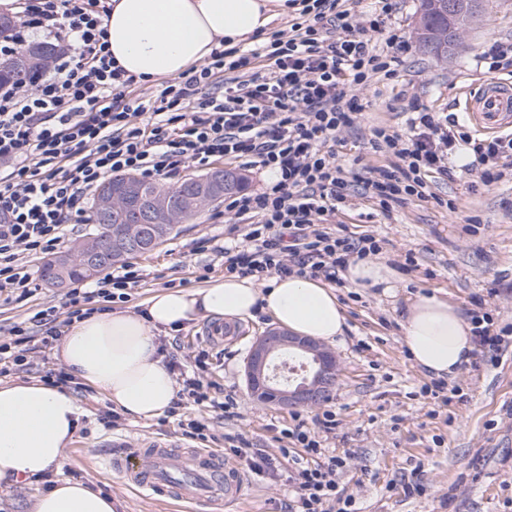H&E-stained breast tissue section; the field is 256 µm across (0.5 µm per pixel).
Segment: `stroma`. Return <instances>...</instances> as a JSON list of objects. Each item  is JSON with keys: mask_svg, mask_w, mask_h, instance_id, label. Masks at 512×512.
I'll list each match as a JSON object with an SVG mask.
<instances>
[{"mask_svg": "<svg viewBox=\"0 0 512 512\" xmlns=\"http://www.w3.org/2000/svg\"><path fill=\"white\" fill-rule=\"evenodd\" d=\"M420 0H398L392 25L406 46L392 79L355 87L364 110L355 125L332 146L345 168L387 167L394 158L369 143L370 131L386 126L405 132L413 104L439 117L462 119L467 91L488 79L476 56L492 42L512 43V0H487L461 45L447 60L425 54L415 37ZM465 174L436 179L432 200L401 208L383 219L372 199L358 194L337 212L332 227L354 238L374 235L377 259L396 273L397 299L381 289L358 291L348 284L336 292L347 316V331L333 349L341 358L340 379L318 406L283 410L249 395L244 364L256 337L273 329L264 315L235 322L236 336L224 347L211 345L201 332L212 322L199 314L188 328L160 337L167 352L188 359L208 355L209 381L235 402L233 418L214 419L208 447L229 451L235 437L251 447L298 453L286 429L326 433L330 454L346 461L348 492L356 512H512V179L489 189L471 190ZM455 200L457 213L446 200ZM243 225L223 204L205 209L196 220L156 250L135 257L146 277L133 288L128 309L142 310L155 292L174 286L195 289L223 277L224 260L214 248L240 237ZM434 294L463 314L487 312L493 327L505 330L506 346L491 352L475 346L469 362L443 391L429 394L435 379L420 369L403 344L400 313L408 298ZM66 288L42 284L22 301L0 299V337L40 309L61 306ZM77 398L85 411L76 440L66 450L62 476L110 492L117 512H181L178 502L150 500L133 493L121 478L101 465L109 437L125 436L131 446L148 437H180L177 418L152 420L121 416L116 426L102 419L113 405L91 387ZM246 486L235 512H287V475L262 479L244 475ZM417 490L405 494L404 484Z\"/></svg>", "mask_w": 512, "mask_h": 512, "instance_id": "obj_1", "label": "stroma"}]
</instances>
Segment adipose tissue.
Wrapping results in <instances>:
<instances>
[{
    "instance_id": "obj_1",
    "label": "adipose tissue",
    "mask_w": 512,
    "mask_h": 512,
    "mask_svg": "<svg viewBox=\"0 0 512 512\" xmlns=\"http://www.w3.org/2000/svg\"><path fill=\"white\" fill-rule=\"evenodd\" d=\"M288 14V0H111L104 24L117 64L136 81L157 82L196 68L216 48L249 42ZM344 278L353 288L397 294L394 270L380 261L352 263ZM259 312L281 329L329 343L342 340L346 328L336 292L319 279L275 276L260 288L252 277L229 274L195 291L157 292L140 313L116 309L74 320L54 356L124 414L153 419L178 391L158 337L201 313L232 322ZM402 329L415 363L431 376L448 377L470 358L472 324L438 296L408 299ZM83 414L72 391L39 381L0 384V484H29L61 469ZM32 510L116 512L111 495L73 479L56 481Z\"/></svg>"
}]
</instances>
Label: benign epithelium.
I'll return each instance as SVG.
<instances>
[{"instance_id":"obj_1","label":"benign epithelium","mask_w":512,"mask_h":512,"mask_svg":"<svg viewBox=\"0 0 512 512\" xmlns=\"http://www.w3.org/2000/svg\"><path fill=\"white\" fill-rule=\"evenodd\" d=\"M474 0H424L422 13L435 11L442 16L457 17L466 13ZM458 37L452 30L441 28L427 43L439 57L448 54ZM194 192L185 201L191 209H205L215 202L205 182L188 178ZM139 190V180L126 175L121 191L103 190L97 195L96 210L101 213L123 211ZM145 220L139 216L120 225L116 242L94 239L77 251L49 258L46 267L51 272L49 284L55 286L64 279L66 271L75 263L94 271L105 261H117L124 254L122 245H135L144 237ZM341 366L337 354L319 340L299 336L283 330L269 331L252 344L245 362L247 385L255 392H270L272 402L284 409L314 407L326 400L336 386Z\"/></svg>"}]
</instances>
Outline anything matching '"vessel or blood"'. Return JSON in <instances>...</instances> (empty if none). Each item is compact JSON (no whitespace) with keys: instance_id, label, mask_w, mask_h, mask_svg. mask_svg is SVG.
Instances as JSON below:
<instances>
[{"instance_id":"b4317fda","label":"vessel or blood","mask_w":512,"mask_h":512,"mask_svg":"<svg viewBox=\"0 0 512 512\" xmlns=\"http://www.w3.org/2000/svg\"><path fill=\"white\" fill-rule=\"evenodd\" d=\"M464 114L481 132L512 128V81L487 80L478 92L467 94ZM112 445L117 453L107 456L106 463L125 483L178 499L186 503L188 512H223L241 498L244 478L223 454L161 437L136 448L122 438Z\"/></svg>"}]
</instances>
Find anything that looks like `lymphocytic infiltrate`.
<instances>
[{
  "instance_id": "1",
  "label": "lymphocytic infiltrate",
  "mask_w": 512,
  "mask_h": 512,
  "mask_svg": "<svg viewBox=\"0 0 512 512\" xmlns=\"http://www.w3.org/2000/svg\"><path fill=\"white\" fill-rule=\"evenodd\" d=\"M297 16L267 45L217 49L201 69L136 98L109 49L107 0H14L17 24L0 52H15L37 34L55 46L36 93L0 87V294L33 295L37 278L20 257L54 251L68 224L85 211L107 176L135 173L172 178L213 158L247 159L276 178L228 207L245 221L240 242L224 248V271L262 281L273 275L312 276L338 283L351 257L378 250L374 236L329 231L353 185H362L384 219L432 196L433 176L450 178L448 155L469 149L472 187H489L512 172V133L473 138L459 123L414 107L409 132L378 126L375 149L388 167L345 170L328 149L361 107L352 87L395 73L405 42L391 30L397 0H373L356 16L349 0H293ZM142 276L121 267L92 286L72 288L62 309L36 311L0 341V376L32 369V349L61 337L59 313L79 319L127 299ZM177 371L179 400L229 412L212 396L207 362L195 357ZM304 449L293 457L294 495L288 512H349L345 462L306 432L286 431Z\"/></svg>"
}]
</instances>
